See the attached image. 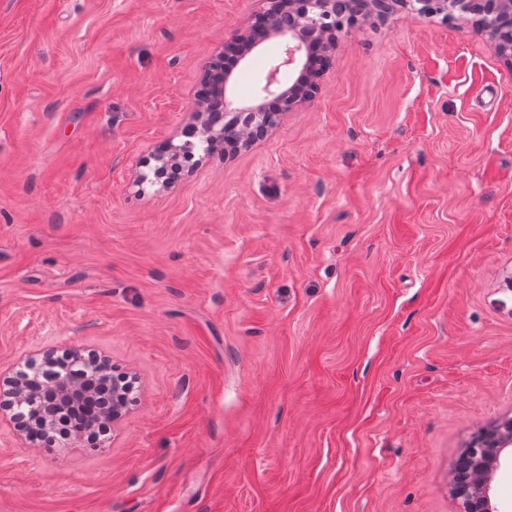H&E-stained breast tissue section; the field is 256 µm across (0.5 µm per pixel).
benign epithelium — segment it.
<instances>
[{
	"label": "benign epithelium",
	"mask_w": 512,
	"mask_h": 512,
	"mask_svg": "<svg viewBox=\"0 0 512 512\" xmlns=\"http://www.w3.org/2000/svg\"><path fill=\"white\" fill-rule=\"evenodd\" d=\"M279 0H264L263 12L269 15L271 32L276 34L284 46L281 60L273 65L265 75L253 100H239L232 89L231 80L222 75L220 68L209 65L204 71L201 85L213 83L216 92L204 91L197 94L196 105L190 113L188 122L182 128V134H188L207 145L202 157L230 155L250 147L255 141L268 136L275 121L266 114L265 97L279 94L288 101V109L301 106L309 101L317 90V83L305 84L295 80L282 87L279 74L284 68L304 73L308 70L307 48L311 44L318 46L319 62L328 66L336 50L338 35L351 32L352 27L345 23H336V10L353 6V0H288V21L280 19L276 12ZM374 15L386 19L398 11L420 19L429 20L440 17L453 20L455 12L480 8L486 17L500 11L512 12V0H372L370 3ZM485 32L494 44L498 55L512 69V31H503L495 22L488 23ZM253 42L252 28L237 32L234 38L224 45V53L236 47ZM249 113L248 126L238 135L234 147L224 141L222 113ZM182 158L181 145L170 144L166 152L155 156L159 167L173 173L172 181H177L180 173L176 163ZM60 360L83 365L90 372L88 388H93L99 375L113 369L110 357L94 349L69 347L59 350L47 348L28 354L9 369L0 370V424L7 423L17 438L27 443L38 438L45 423V409L26 413L21 407L31 401V393L38 383L40 370ZM86 390L78 384L60 376L51 386V408L55 409L83 396ZM133 389L116 380L112 384V405L102 406V414L89 422L78 434V438L90 442L94 448L103 447L106 436L119 424L134 404ZM512 446V419L509 418L489 429L482 430L468 444L464 453L451 472V493L460 502L459 512H493L488 486V475L495 467L503 449Z\"/></svg>",
	"instance_id": "7a95c632"
}]
</instances>
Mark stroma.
Wrapping results in <instances>:
<instances>
[{
    "label": "stroma",
    "mask_w": 512,
    "mask_h": 512,
    "mask_svg": "<svg viewBox=\"0 0 512 512\" xmlns=\"http://www.w3.org/2000/svg\"><path fill=\"white\" fill-rule=\"evenodd\" d=\"M260 8L0 0V367L76 345L139 378L105 447L0 430V512H456V460L512 418V69L486 33L373 20L267 138L135 183Z\"/></svg>",
    "instance_id": "obj_1"
}]
</instances>
